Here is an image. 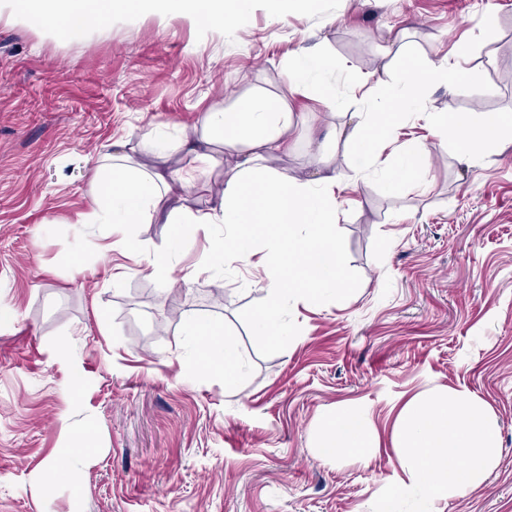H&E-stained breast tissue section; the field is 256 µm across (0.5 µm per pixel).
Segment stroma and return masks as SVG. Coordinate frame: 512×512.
Returning a JSON list of instances; mask_svg holds the SVG:
<instances>
[{
  "mask_svg": "<svg viewBox=\"0 0 512 512\" xmlns=\"http://www.w3.org/2000/svg\"><path fill=\"white\" fill-rule=\"evenodd\" d=\"M249 0L223 26L167 8L117 11L58 34L0 6V512H420L392 429L410 399L459 391L497 427L477 487L435 512H512V130L461 163L439 125L466 111L512 113V0ZM457 60L475 81L428 87L367 153L341 128L370 111L399 67ZM329 59L322 103L288 83L289 65ZM261 89L300 114L274 169L307 178L322 149L361 170L336 227L349 288L287 299L285 333L256 318L269 245L211 268L229 224L127 230L82 224L90 169L133 131L175 138L214 106ZM418 145V179L385 174ZM166 254L160 278L149 261ZM224 327L241 367L233 385L201 368L187 315ZM360 411L366 453L320 448L337 408ZM93 451L77 454L84 432ZM66 478L45 485L56 456Z\"/></svg>",
  "mask_w": 512,
  "mask_h": 512,
  "instance_id": "obj_1",
  "label": "stroma"
}]
</instances>
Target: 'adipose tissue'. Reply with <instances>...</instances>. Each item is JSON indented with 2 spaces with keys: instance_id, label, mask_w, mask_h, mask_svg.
Returning a JSON list of instances; mask_svg holds the SVG:
<instances>
[{
  "instance_id": "adipose-tissue-1",
  "label": "adipose tissue",
  "mask_w": 512,
  "mask_h": 512,
  "mask_svg": "<svg viewBox=\"0 0 512 512\" xmlns=\"http://www.w3.org/2000/svg\"><path fill=\"white\" fill-rule=\"evenodd\" d=\"M149 0H48L49 8L34 13L31 0H12L18 22L36 17L48 23L63 22L68 29L82 30L102 25L115 8H137ZM442 81L461 83L458 71L447 62L421 65L405 58L394 75L382 104L369 112L356 113L348 141L366 146L389 137L403 117L408 103L427 85ZM299 122L288 104L262 93L242 98L234 110L221 108L206 113L200 128L184 135L179 149L190 164L170 173L144 166L147 158H161L171 149L166 138L136 135L134 152L125 144L100 155L92 167V212L79 218L83 224L151 223L164 214L175 225L176 236H184L192 224H233L237 233L231 243L217 242L215 259L227 255L248 257L255 243L267 241L276 247L270 257L273 271L264 288V306L257 320L262 332L275 338L283 333L279 313L286 294L294 292L319 301L329 291H340L347 279L338 261L340 203L336 188L348 175L336 171L331 155L319 159V175L299 180L269 167V160L288 152ZM512 125V115L494 113L475 120L471 113L456 112L447 126L458 131L455 144L461 162L471 160L475 149L496 139L503 126ZM233 159L224 171V188L214 206L203 213L183 211L180 201L185 188L197 180V164L214 160L216 147ZM307 225L305 237L294 234L297 225ZM186 329L203 341V363L221 368L226 383L239 372V356L224 337L223 326L194 316ZM398 435L403 444V464L410 483H422L425 501L452 496L478 484L496 458V432L492 418L479 404L454 394H432L408 405L399 417ZM364 425L358 412L338 409L325 430L322 453L330 458L367 450Z\"/></svg>"
}]
</instances>
